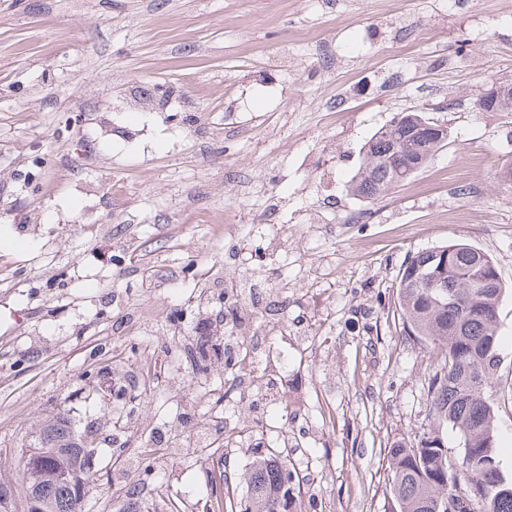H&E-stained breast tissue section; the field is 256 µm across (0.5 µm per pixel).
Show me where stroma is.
Masks as SVG:
<instances>
[{"label": "stroma", "mask_w": 512, "mask_h": 512, "mask_svg": "<svg viewBox=\"0 0 512 512\" xmlns=\"http://www.w3.org/2000/svg\"><path fill=\"white\" fill-rule=\"evenodd\" d=\"M499 83L512 0H0V481L39 421L111 434L145 355L142 435L98 448L83 512L209 499L218 403L229 495L282 426L304 512H392L387 450L430 429L425 347L395 312L409 256L461 238L493 260L512 379V112L478 107ZM138 92L162 110H125ZM414 108L446 146L351 195L364 143ZM220 342L250 353V395L283 400L239 406Z\"/></svg>", "instance_id": "1"}]
</instances>
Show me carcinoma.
Masks as SVG:
<instances>
[{"mask_svg":"<svg viewBox=\"0 0 512 512\" xmlns=\"http://www.w3.org/2000/svg\"><path fill=\"white\" fill-rule=\"evenodd\" d=\"M417 112H400L364 144L353 195L376 200L426 167L447 145L448 134L422 127ZM505 288L492 259L462 239L419 251L397 282L399 316L428 349L427 392L434 428L388 449V490L395 512H512V474L504 470L495 438L501 387L499 305ZM456 434L448 448L444 431ZM34 444L48 459L41 469L23 464L19 484L0 483L20 499L37 486L43 512H82L93 482L83 439L69 421L36 431ZM220 512H300V495L281 448L257 459L247 477L246 502L224 495V471L211 475Z\"/></svg>","mask_w":512,"mask_h":512,"instance_id":"carcinoma-1","label":"carcinoma"}]
</instances>
